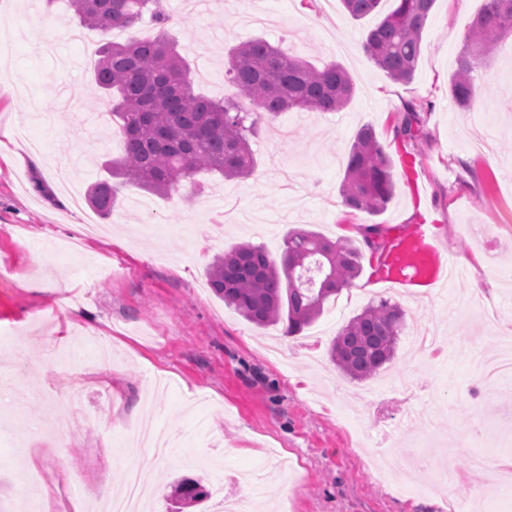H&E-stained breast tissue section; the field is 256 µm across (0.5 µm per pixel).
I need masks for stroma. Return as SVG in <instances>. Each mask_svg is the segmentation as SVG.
<instances>
[{
	"instance_id": "1",
	"label": "stroma",
	"mask_w": 512,
	"mask_h": 512,
	"mask_svg": "<svg viewBox=\"0 0 512 512\" xmlns=\"http://www.w3.org/2000/svg\"><path fill=\"white\" fill-rule=\"evenodd\" d=\"M483 0H436L412 82L391 81L363 53L367 32L392 10L353 18L340 0L314 11L298 0H164L166 30L185 56L196 92L223 98L224 54L261 37L322 65L342 64L355 91L339 112H285L251 142L256 170L225 179L200 173L186 198L120 186L112 233L88 238L90 207L60 186L57 160L79 191L118 157L107 109L92 104L90 61L74 21L45 0H0V512H26L41 491L85 502L125 493L121 467L148 461L158 472L147 512H170L171 481L204 486L267 469L261 512H512L486 453L512 462V379L482 380L475 357L496 359L512 337V51L496 50L476 75L470 110L448 82ZM416 138L399 133L407 105ZM372 127L393 169L394 196L379 215L343 205L339 185L357 131ZM42 179L55 194L33 188ZM388 236L424 235L463 266L410 296L385 281L364 253L353 286L328 301L295 336L249 323L209 286L215 256L250 241L278 256L289 229L354 237L362 224ZM406 312L390 363L353 380L330 362L338 329L369 303ZM428 327L448 339L436 361L411 343ZM67 398L69 429L42 432L53 399ZM179 440L158 459L137 447L144 416ZM456 474L431 484L441 448Z\"/></svg>"
}]
</instances>
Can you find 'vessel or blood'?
<instances>
[{"label": "vessel or blood", "instance_id": "vessel-or-blood-1", "mask_svg": "<svg viewBox=\"0 0 512 512\" xmlns=\"http://www.w3.org/2000/svg\"><path fill=\"white\" fill-rule=\"evenodd\" d=\"M389 282L407 287L426 281L434 285L454 276L455 269L449 258L436 246L424 243L421 238L409 236L401 240L390 263Z\"/></svg>", "mask_w": 512, "mask_h": 512}]
</instances>
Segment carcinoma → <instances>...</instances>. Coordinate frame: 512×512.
Masks as SVG:
<instances>
[{
    "label": "carcinoma",
    "mask_w": 512,
    "mask_h": 512,
    "mask_svg": "<svg viewBox=\"0 0 512 512\" xmlns=\"http://www.w3.org/2000/svg\"><path fill=\"white\" fill-rule=\"evenodd\" d=\"M62 2L82 27L109 40L98 51L91 82L112 102L123 155L102 164L109 178L92 185L87 204L101 217L112 215L119 186L113 178L148 192L169 195L184 182L201 187V172L247 178L256 168L252 138L265 122L284 112H339L354 93L352 78L339 63L318 68L262 38L232 48L225 74L236 95L211 99L194 91L188 68L165 26L162 0H48ZM354 18L375 12L381 0H341ZM435 0H395L394 8L370 29L362 50L392 81L414 79L421 57L422 33ZM158 26L154 38L132 35L144 15ZM127 33L123 41L110 32ZM512 37V0H484L457 59L450 96L462 110L471 107L474 73L485 57ZM391 162L370 127L359 129L348 151L339 185L343 204L367 214L381 212L394 193ZM363 246L382 255L387 249L381 224L359 227ZM361 246V247H363ZM361 247L349 238L333 241L305 228L286 234L273 258L259 244L234 245L213 262V292L248 322L265 328L287 321L285 334L296 335L324 311L328 300L353 286L362 272ZM297 277L290 278L289 269ZM405 326V311L381 298L342 326L330 348L332 361L354 380L373 377L394 356ZM177 512L211 496L200 481L181 478L171 492Z\"/></svg>",
    "instance_id": "cac0c4a2"
}]
</instances>
